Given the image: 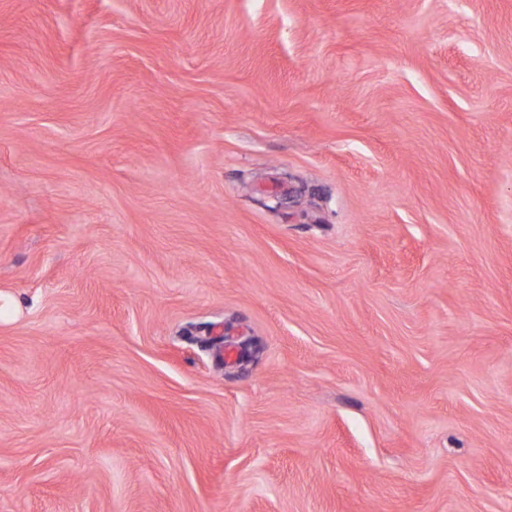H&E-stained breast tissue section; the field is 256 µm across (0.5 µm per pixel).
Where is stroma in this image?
<instances>
[{
  "mask_svg": "<svg viewBox=\"0 0 512 512\" xmlns=\"http://www.w3.org/2000/svg\"><path fill=\"white\" fill-rule=\"evenodd\" d=\"M0 512H512V0H0Z\"/></svg>",
  "mask_w": 512,
  "mask_h": 512,
  "instance_id": "obj_1",
  "label": "stroma"
}]
</instances>
